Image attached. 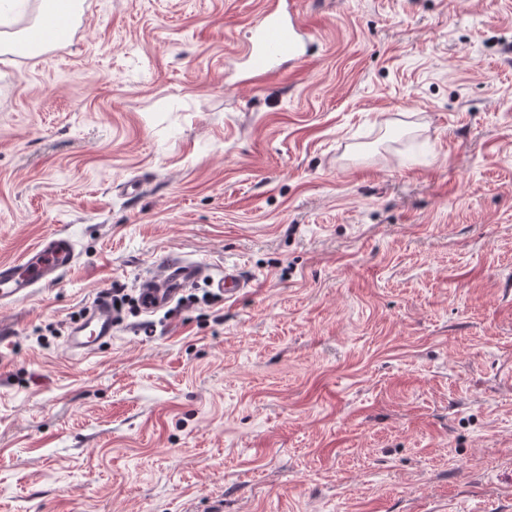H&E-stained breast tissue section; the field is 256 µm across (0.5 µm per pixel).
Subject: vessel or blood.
<instances>
[{
	"label": "vessel or blood",
	"mask_w": 512,
	"mask_h": 512,
	"mask_svg": "<svg viewBox=\"0 0 512 512\" xmlns=\"http://www.w3.org/2000/svg\"><path fill=\"white\" fill-rule=\"evenodd\" d=\"M296 0H266L259 22L253 27L241 57L255 80L285 73L307 60L312 45L310 32L295 9ZM76 260L74 243L67 238L41 241L18 262L0 264V301L20 300L38 287L53 284ZM202 261H184L171 256L159 258L151 273L141 282L140 302L152 315L169 306L190 285L209 279L211 286L225 296L242 288L238 276L225 272L209 278ZM115 326L112 304L98 295L69 338L68 347L81 355L95 353Z\"/></svg>",
	"instance_id": "b4317fda"
}]
</instances>
